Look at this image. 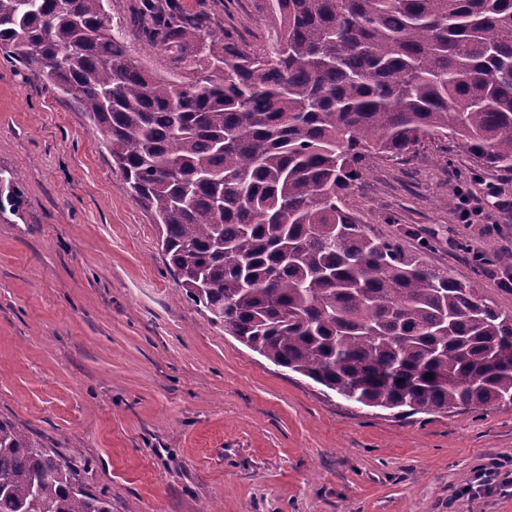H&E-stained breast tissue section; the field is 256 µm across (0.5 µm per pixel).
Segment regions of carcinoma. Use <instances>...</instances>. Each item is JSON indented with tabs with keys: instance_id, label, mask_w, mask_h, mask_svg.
Masks as SVG:
<instances>
[{
	"instance_id": "1",
	"label": "carcinoma",
	"mask_w": 512,
	"mask_h": 512,
	"mask_svg": "<svg viewBox=\"0 0 512 512\" xmlns=\"http://www.w3.org/2000/svg\"><path fill=\"white\" fill-rule=\"evenodd\" d=\"M267 44L141 0L157 75L104 0H0V53L81 104L209 320L346 401L417 413L512 404V314L373 236L345 205L373 153L454 138L512 173V0H261ZM203 65H183L191 47ZM16 210L0 170V213ZM0 512H112L0 418Z\"/></svg>"
}]
</instances>
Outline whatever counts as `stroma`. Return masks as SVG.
Listing matches in <instances>:
<instances>
[{
  "mask_svg": "<svg viewBox=\"0 0 512 512\" xmlns=\"http://www.w3.org/2000/svg\"><path fill=\"white\" fill-rule=\"evenodd\" d=\"M239 41L259 0H179ZM140 0H108L132 57L165 72ZM79 104L0 58V417L40 435L112 512H512V405L396 415L359 408L251 351L178 289L151 215ZM482 217L442 206L458 190ZM347 205L371 232L473 281L512 314V176L451 140L373 155ZM494 249L500 264L478 271ZM488 473L477 484L480 473Z\"/></svg>",
  "mask_w": 512,
  "mask_h": 512,
  "instance_id": "stroma-1",
  "label": "stroma"
}]
</instances>
